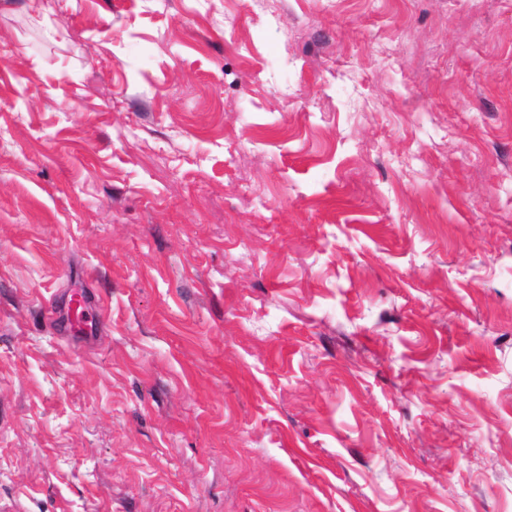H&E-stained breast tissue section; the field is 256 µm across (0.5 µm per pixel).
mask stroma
<instances>
[{"label":"stroma","mask_w":512,"mask_h":512,"mask_svg":"<svg viewBox=\"0 0 512 512\" xmlns=\"http://www.w3.org/2000/svg\"><path fill=\"white\" fill-rule=\"evenodd\" d=\"M51 4L0 0V512H512V0Z\"/></svg>","instance_id":"obj_1"}]
</instances>
